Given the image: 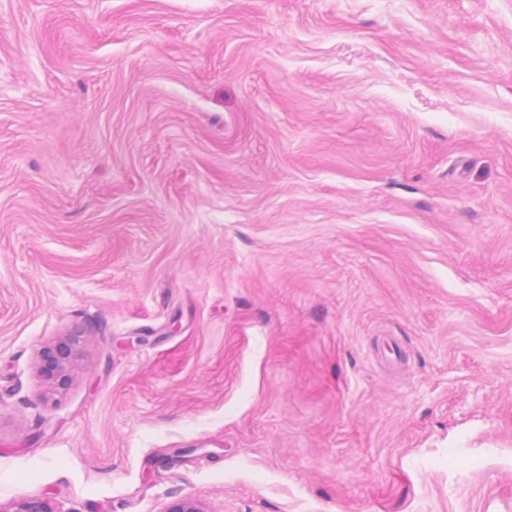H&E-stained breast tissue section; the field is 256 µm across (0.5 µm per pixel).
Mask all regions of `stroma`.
<instances>
[{"instance_id": "obj_1", "label": "stroma", "mask_w": 512, "mask_h": 512, "mask_svg": "<svg viewBox=\"0 0 512 512\" xmlns=\"http://www.w3.org/2000/svg\"><path fill=\"white\" fill-rule=\"evenodd\" d=\"M31 494L512 512V0H0V512ZM85 336L79 327H74L42 346L39 358L43 383L54 394H62L68 387L75 369L86 358Z\"/></svg>"}]
</instances>
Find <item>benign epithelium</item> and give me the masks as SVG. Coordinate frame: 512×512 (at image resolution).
<instances>
[{"mask_svg":"<svg viewBox=\"0 0 512 512\" xmlns=\"http://www.w3.org/2000/svg\"><path fill=\"white\" fill-rule=\"evenodd\" d=\"M43 383L54 394L63 393L75 369L86 358L85 336L79 327L68 330L39 350ZM7 512H55L52 503L39 495H25L14 500Z\"/></svg>","mask_w":512,"mask_h":512,"instance_id":"benign-epithelium-1","label":"benign epithelium"}]
</instances>
